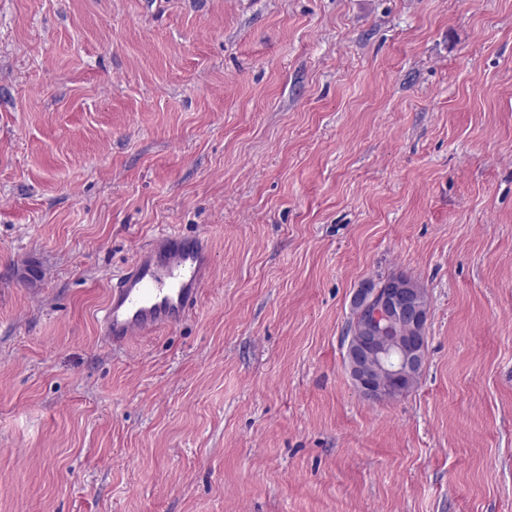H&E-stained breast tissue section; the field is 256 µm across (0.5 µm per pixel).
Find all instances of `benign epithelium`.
Here are the masks:
<instances>
[{
    "mask_svg": "<svg viewBox=\"0 0 512 512\" xmlns=\"http://www.w3.org/2000/svg\"><path fill=\"white\" fill-rule=\"evenodd\" d=\"M424 287L396 274L388 287L358 288L355 321L346 345L350 377L363 398L382 402L405 395L425 363L428 307Z\"/></svg>",
    "mask_w": 512,
    "mask_h": 512,
    "instance_id": "7a95c632",
    "label": "benign epithelium"
}]
</instances>
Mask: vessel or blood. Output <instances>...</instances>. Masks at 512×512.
<instances>
[{"mask_svg": "<svg viewBox=\"0 0 512 512\" xmlns=\"http://www.w3.org/2000/svg\"><path fill=\"white\" fill-rule=\"evenodd\" d=\"M212 256L205 239L162 233L141 248L109 291L100 321L111 346L133 336L178 324L198 302L212 273Z\"/></svg>", "mask_w": 512, "mask_h": 512, "instance_id": "obj_1", "label": "vessel or blood"}]
</instances>
